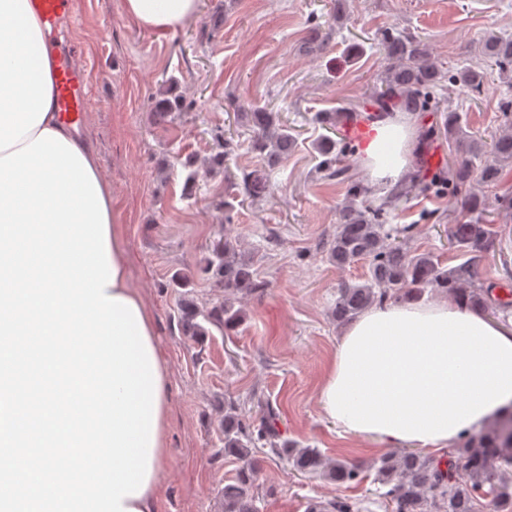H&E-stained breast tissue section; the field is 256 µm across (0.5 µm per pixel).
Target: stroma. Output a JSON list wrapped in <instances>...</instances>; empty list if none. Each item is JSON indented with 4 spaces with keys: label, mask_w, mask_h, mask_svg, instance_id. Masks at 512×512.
<instances>
[{
    "label": "stroma",
    "mask_w": 512,
    "mask_h": 512,
    "mask_svg": "<svg viewBox=\"0 0 512 512\" xmlns=\"http://www.w3.org/2000/svg\"><path fill=\"white\" fill-rule=\"evenodd\" d=\"M334 0H198L181 27L148 30L129 20L124 0H73L72 18L50 39L55 48H77L75 63L89 78V104L79 127L96 148L122 215L130 256V280L154 318L156 341L167 365L169 462L161 477L157 512H217V499L240 463L224 453V404L239 403L258 418L264 405L280 413L283 439L320 449L330 459L356 463L359 480L336 484L307 477L273 456L257 454L253 486L260 512H308L311 504L345 500L353 512H391L378 497L377 441L344 433L318 402L326 368L345 329L332 310L344 282L359 283L367 261L339 268L328 260L338 207L348 187L323 181L314 150L324 128L315 116L348 107L371 108V92L388 67L384 33L412 36L429 46L444 79L436 90L440 111L417 112L420 129H434L425 155L432 172L459 156L441 130L447 111L458 112L472 138L491 142L502 130L500 104L512 99V82L492 75L481 93L452 81L465 66L487 65L485 34L512 36V0H347L334 21ZM323 26L324 50L304 43L306 30ZM358 55L347 56L351 45ZM191 101L171 122L155 120L152 103L165 92ZM280 112L296 145L273 178L270 196L254 201L238 194L231 215L217 205L230 186L223 175H200L196 196L186 199V172L176 158L204 159L220 150L217 131L239 149L228 165L235 174L261 164L246 144L252 107ZM485 221L496 240L478 267L485 286L512 289V167L497 185L481 186ZM462 193L430 189L412 194L390 211L387 226L412 225L411 253H427L442 266L462 262L448 227L474 217L460 208ZM240 236L241 250L266 284L244 297L242 322L231 331L185 335L179 301L210 307L224 290L201 266L220 232ZM189 279L174 287L175 275Z\"/></svg>",
    "instance_id": "stroma-1"
}]
</instances>
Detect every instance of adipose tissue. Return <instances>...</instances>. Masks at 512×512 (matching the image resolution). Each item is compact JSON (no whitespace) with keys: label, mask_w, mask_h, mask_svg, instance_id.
I'll use <instances>...</instances> for the list:
<instances>
[{"label":"adipose tissue","mask_w":512,"mask_h":512,"mask_svg":"<svg viewBox=\"0 0 512 512\" xmlns=\"http://www.w3.org/2000/svg\"><path fill=\"white\" fill-rule=\"evenodd\" d=\"M197 9L198 0H124L127 17L152 30L176 28ZM52 62L43 23L29 0H0V158L48 129L64 136L92 171H99L94 150L58 118ZM417 139L414 122L400 115L374 123L361 147L372 180L401 178ZM99 186L116 271L105 293L131 300L145 334L154 337L152 316L129 283L121 214L109 183ZM154 361L160 382L152 472L141 496L123 499L127 512H156L160 477L169 461L166 365L162 356ZM319 403L343 432L375 438L385 447H448L512 406V318L490 320L464 303L444 299L371 307L343 333L323 377Z\"/></svg>","instance_id":"obj_1"}]
</instances>
